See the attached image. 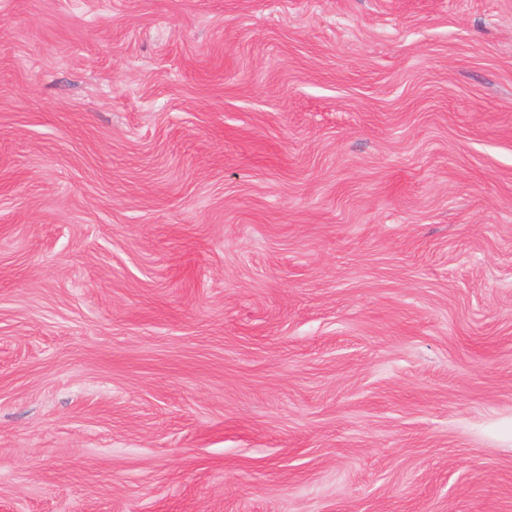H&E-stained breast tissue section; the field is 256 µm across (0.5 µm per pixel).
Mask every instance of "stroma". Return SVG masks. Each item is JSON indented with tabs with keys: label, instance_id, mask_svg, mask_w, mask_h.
<instances>
[{
	"label": "stroma",
	"instance_id": "35a3bbf8",
	"mask_svg": "<svg viewBox=\"0 0 512 512\" xmlns=\"http://www.w3.org/2000/svg\"><path fill=\"white\" fill-rule=\"evenodd\" d=\"M0 512H512V0H0Z\"/></svg>",
	"mask_w": 512,
	"mask_h": 512
}]
</instances>
